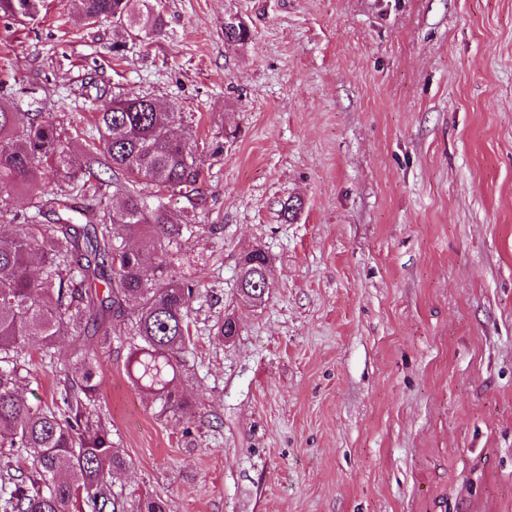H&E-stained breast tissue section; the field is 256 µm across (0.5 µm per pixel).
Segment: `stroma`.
I'll use <instances>...</instances> for the list:
<instances>
[{
    "instance_id": "obj_1",
    "label": "stroma",
    "mask_w": 512,
    "mask_h": 512,
    "mask_svg": "<svg viewBox=\"0 0 512 512\" xmlns=\"http://www.w3.org/2000/svg\"><path fill=\"white\" fill-rule=\"evenodd\" d=\"M160 33L45 0L0 15V101L19 115L146 96L204 143L179 270L199 284L158 417L125 321L92 354L128 502L168 512H512V0H149ZM251 37L224 41L225 22ZM300 201L294 220L280 212ZM269 258L255 306L241 254ZM238 334L216 345L215 324ZM29 402L62 364L38 343Z\"/></svg>"
}]
</instances>
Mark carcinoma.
Segmentation results:
<instances>
[{
  "instance_id": "carcinoma-1",
  "label": "carcinoma",
  "mask_w": 512,
  "mask_h": 512,
  "mask_svg": "<svg viewBox=\"0 0 512 512\" xmlns=\"http://www.w3.org/2000/svg\"><path fill=\"white\" fill-rule=\"evenodd\" d=\"M90 23L122 18L147 35L162 30L161 15L146 0H66ZM43 0H0V12L33 18ZM95 135L84 149L97 168H71L72 142L61 122L36 112L23 122L0 102V224L16 231L0 236V512H124L112 491L111 471L127 461L112 430L95 414L100 378L93 359L62 358L64 336L94 337L110 345L109 319H131L128 370L136 387L177 414L188 401L176 386L183 357L194 345L191 316L200 297L198 284L176 272L174 257L185 237L214 235L207 224L174 222L162 202L150 207L139 185L185 198H202L205 160L197 141L174 135L181 123L147 97H114L93 112ZM51 170L68 181L69 192L99 197L94 222L84 213H66L52 224L40 217L51 203L31 196L27 209L12 210L19 187L30 188ZM123 193L112 208L106 191ZM249 276L240 294L260 301L268 295V258L260 250L243 257ZM45 356L67 365L56 409H44L24 396L29 370L25 352L31 340ZM136 512H167L166 501L149 494Z\"/></svg>"
}]
</instances>
